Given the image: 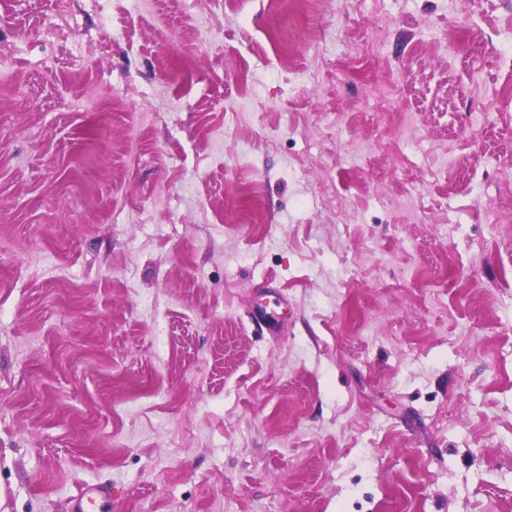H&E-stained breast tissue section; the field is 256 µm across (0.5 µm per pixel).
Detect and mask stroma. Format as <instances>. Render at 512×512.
Listing matches in <instances>:
<instances>
[{
    "instance_id": "obj_1",
    "label": "stroma",
    "mask_w": 512,
    "mask_h": 512,
    "mask_svg": "<svg viewBox=\"0 0 512 512\" xmlns=\"http://www.w3.org/2000/svg\"><path fill=\"white\" fill-rule=\"evenodd\" d=\"M510 36L0 0V512H512Z\"/></svg>"
}]
</instances>
